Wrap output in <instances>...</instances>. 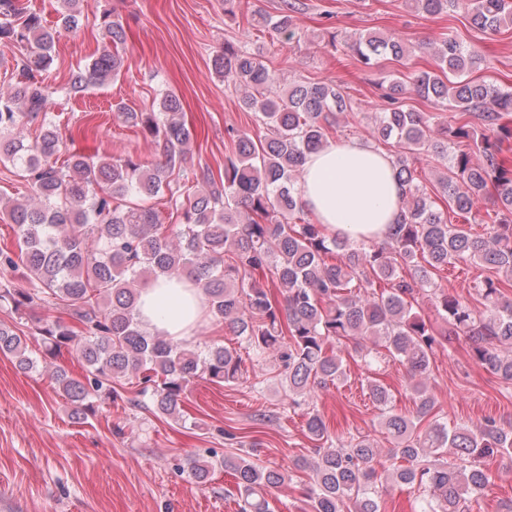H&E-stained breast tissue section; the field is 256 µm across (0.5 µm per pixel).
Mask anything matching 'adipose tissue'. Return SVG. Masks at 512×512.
<instances>
[{
    "instance_id": "obj_1",
    "label": "adipose tissue",
    "mask_w": 512,
    "mask_h": 512,
    "mask_svg": "<svg viewBox=\"0 0 512 512\" xmlns=\"http://www.w3.org/2000/svg\"><path fill=\"white\" fill-rule=\"evenodd\" d=\"M298 189L317 223L354 242L383 240L400 215L402 187L391 157L361 140H331L310 154ZM207 310L201 289L162 278L143 290L140 320L150 333L188 342Z\"/></svg>"
}]
</instances>
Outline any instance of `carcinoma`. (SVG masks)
<instances>
[{
	"label": "carcinoma",
	"mask_w": 512,
	"mask_h": 512,
	"mask_svg": "<svg viewBox=\"0 0 512 512\" xmlns=\"http://www.w3.org/2000/svg\"><path fill=\"white\" fill-rule=\"evenodd\" d=\"M409 2L427 16L460 11L481 32L512 25V0ZM63 3L61 25L78 28L80 0ZM300 11V0H281L274 29L288 41ZM98 26L112 49L73 71L74 93L114 81L124 68V26L110 11L100 13ZM55 35L19 0H0V46L19 50L15 84L0 93V134L25 121L41 122L39 136L26 145L0 140V162L13 165L30 188L29 202L8 211L19 252L0 247V273L21 266L28 287L0 282V304H9L20 319L41 304L60 310L38 331L46 354L72 352L84 368L80 377L53 374L71 415L95 414L96 403L134 377L153 414L183 421L194 381L240 380L236 348L213 345L199 354L142 328L141 290L161 276L186 277L205 292L213 317L245 340L256 358H278L290 405L343 380L341 353L349 350L369 365L383 357L406 366L412 382L414 408L405 415L395 412L380 378L367 381L381 432L393 444L386 456L370 435L333 436L315 407L305 420L315 443L311 457L284 467L264 465L248 451L224 456L220 466L235 482L240 512H272L269 497L299 471L308 476L301 495L310 512H382L384 481L416 491L420 512H467L491 486L483 459L494 453L512 458V421L489 417L477 428L450 427L436 419L425 379L444 334L465 337L471 360L512 384V298L504 294L512 287V161L504 155L512 145V89L468 78L482 56L453 36L405 42L369 32L343 45L368 70L379 68L383 55L434 61L432 69L377 83L382 111L370 136L395 148L404 187L401 218L382 242L358 244L313 221L295 187L307 156L352 110L340 86L297 82L285 88L263 48L224 44L213 56V70L241 92V107L265 132L254 138L227 130L232 149L224 155V171H192V191L179 177L197 133L172 93L155 110L116 105L123 122L149 140L152 159L93 160L77 153L60 159L58 128L48 119L54 91L46 82ZM413 97L452 101L461 112L441 125L405 104ZM422 154L446 165L432 194L416 167ZM486 198L494 219L484 234L474 235L465 225L483 223L478 204ZM153 199L166 200L182 222L164 224L147 205ZM468 262L492 272L474 285V303L449 293L437 278ZM424 298L445 332L419 309ZM0 354L24 371L35 368L27 337L3 321ZM214 468L191 458L187 476L202 484Z\"/></svg>",
	"instance_id": "carcinoma-1"
}]
</instances>
